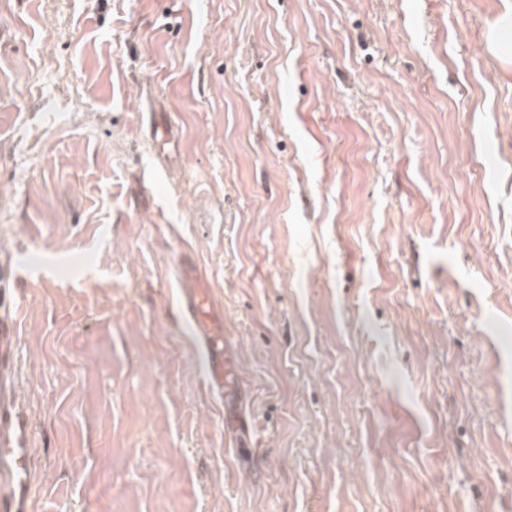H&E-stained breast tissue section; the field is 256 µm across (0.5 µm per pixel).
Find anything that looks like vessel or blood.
Listing matches in <instances>:
<instances>
[{"label":"vessel or blood","instance_id":"vessel-or-blood-1","mask_svg":"<svg viewBox=\"0 0 512 512\" xmlns=\"http://www.w3.org/2000/svg\"><path fill=\"white\" fill-rule=\"evenodd\" d=\"M183 277L180 317L190 329L207 384L216 396L236 380V371L224 342V328L217 317L210 289L196 272L189 254L179 256ZM13 332L0 318V386L12 374ZM30 425L22 408H9L0 398V512H29L35 485L33 451L29 446Z\"/></svg>","mask_w":512,"mask_h":512}]
</instances>
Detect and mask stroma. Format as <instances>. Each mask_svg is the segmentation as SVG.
Listing matches in <instances>:
<instances>
[{
	"instance_id": "35a3bbf8",
	"label": "stroma",
	"mask_w": 512,
	"mask_h": 512,
	"mask_svg": "<svg viewBox=\"0 0 512 512\" xmlns=\"http://www.w3.org/2000/svg\"><path fill=\"white\" fill-rule=\"evenodd\" d=\"M507 12L0 0L30 512H512ZM182 251L237 360L221 401L177 323ZM489 48L501 60L512 62V14L503 15L489 36Z\"/></svg>"
}]
</instances>
